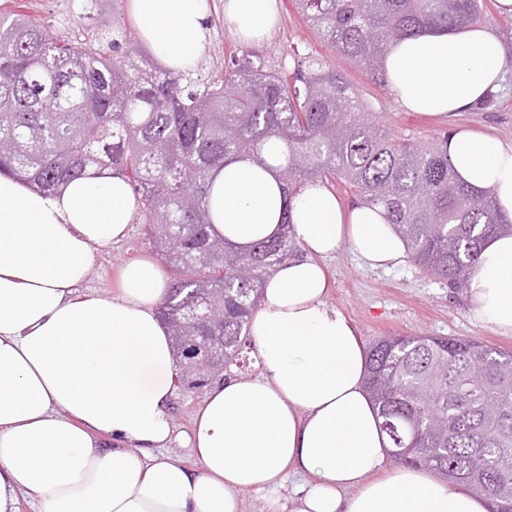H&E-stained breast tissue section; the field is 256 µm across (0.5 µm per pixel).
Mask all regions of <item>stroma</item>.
Here are the masks:
<instances>
[{
    "label": "stroma",
    "mask_w": 512,
    "mask_h": 512,
    "mask_svg": "<svg viewBox=\"0 0 512 512\" xmlns=\"http://www.w3.org/2000/svg\"><path fill=\"white\" fill-rule=\"evenodd\" d=\"M211 38L206 53L196 65L198 76L207 78L222 69L230 54L239 52L240 42L224 27V0H208ZM23 4L26 12L38 16L54 32L76 30L79 16L87 5H94L114 25L135 31L128 0H0V12ZM279 22L265 40L252 44V51L271 72L292 71L296 58L313 55L327 64L343 69L353 79L359 97L372 111L382 113L391 133L409 136L424 143L444 136L455 123L491 132L512 141V64L507 67L502 90L490 93L471 111L462 113L458 121L435 119L400 108L386 84L372 80L354 62L336 57L304 21L294 0H278ZM154 251L143 225L131 224L127 237L119 244L100 251L83 288L107 295L118 270L127 262L153 256ZM330 277L328 302L342 311L355 326L363 344H371L383 336L422 333L430 336L472 337L502 351L512 352V337L502 336L480 323L470 312L462 289L449 287L426 275L413 261L389 270L363 267L349 246H342L328 259ZM204 398L203 392L175 391L172 401L174 438L165 455L195 465L186 436L195 411Z\"/></svg>",
    "instance_id": "1"
}]
</instances>
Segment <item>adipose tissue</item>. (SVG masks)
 I'll use <instances>...</instances> for the list:
<instances>
[{"mask_svg": "<svg viewBox=\"0 0 512 512\" xmlns=\"http://www.w3.org/2000/svg\"><path fill=\"white\" fill-rule=\"evenodd\" d=\"M143 41L167 69L194 68L209 39L207 0H129ZM278 22L277 0H224L234 37L254 42ZM508 54L489 27L422 32L387 56L404 109L450 118L498 90ZM448 158L512 217V141L456 129ZM214 233L244 246L283 217L305 255L268 279L250 324L264 370L211 382L187 444L198 468L158 456L173 434L170 330L158 313L168 278L152 259L128 263L102 296L81 292L100 250L122 241L137 201L118 174L77 178L46 195L0 175V512H488L484 498L434 473L388 466L389 441L366 392V353L327 301L324 258L349 244L372 269L401 266L402 237L383 210L343 207L322 182L286 198L252 161L216 176ZM482 323L512 335V235L491 238L466 282ZM301 484L288 502L287 477Z\"/></svg>", "mask_w": 512, "mask_h": 512, "instance_id": "adipose-tissue-1", "label": "adipose tissue"}]
</instances>
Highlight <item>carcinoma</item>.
Segmentation results:
<instances>
[{
    "label": "carcinoma",
    "mask_w": 512,
    "mask_h": 512,
    "mask_svg": "<svg viewBox=\"0 0 512 512\" xmlns=\"http://www.w3.org/2000/svg\"><path fill=\"white\" fill-rule=\"evenodd\" d=\"M334 54L378 80L392 43L483 20V0H295ZM84 33L54 34L21 11L0 12V172L52 193L77 177L122 174L172 280L160 302L171 318L194 298L224 308L206 335L224 368L250 338L260 290L298 243L285 231L246 248L209 232L214 171L228 161L275 167L284 192L330 176L383 208L428 275L458 286L485 242L512 232L493 191L461 181L447 140L393 135L352 79L316 58L269 72L246 50L207 81L172 73L123 29L86 12ZM365 386L389 457L435 471L512 512V354L474 338L390 336L367 351Z\"/></svg>",
    "instance_id": "obj_1"
}]
</instances>
